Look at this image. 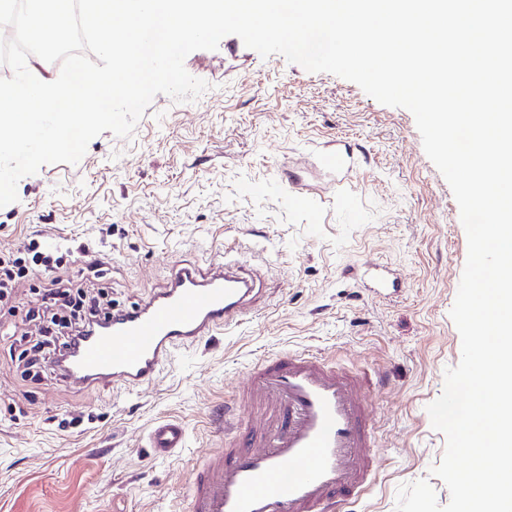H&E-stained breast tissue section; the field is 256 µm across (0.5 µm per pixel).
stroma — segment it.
I'll use <instances>...</instances> for the list:
<instances>
[{"mask_svg": "<svg viewBox=\"0 0 512 512\" xmlns=\"http://www.w3.org/2000/svg\"><path fill=\"white\" fill-rule=\"evenodd\" d=\"M184 66L208 84L197 99L156 95L131 137L104 131L77 164L23 177L0 208V248L92 244L121 307L177 266L228 255L258 270L262 292L233 334L180 348L154 383L77 389L21 377L12 345L35 330L37 292L53 274L23 282L0 308V512H189V459L223 447L224 419L254 422L235 394L256 362L288 351L377 380L375 474L350 512H396L399 486L422 479L446 505L431 474L446 439L427 406L461 359L450 310L467 237L413 115L235 35ZM327 146L350 153L338 192L306 167ZM370 263L396 270L398 294L373 297ZM167 418L183 423L187 446L159 457L147 434Z\"/></svg>", "mask_w": 512, "mask_h": 512, "instance_id": "35a3bbf8", "label": "stroma"}]
</instances>
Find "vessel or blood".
Returning <instances> with one entry per match:
<instances>
[{"label":"vessel or blood","instance_id":"vessel-or-blood-1","mask_svg":"<svg viewBox=\"0 0 512 512\" xmlns=\"http://www.w3.org/2000/svg\"><path fill=\"white\" fill-rule=\"evenodd\" d=\"M317 168L344 184L343 152L327 149ZM375 296L397 293L386 266L366 271ZM260 293L259 276L231 261L176 267L165 288L113 312L108 329L94 328L68 353V385L134 388L155 382L182 346L241 325ZM364 373L314 355L291 352L249 370L242 389L261 411L248 431L225 433L191 481L189 512H343L374 473ZM182 423L160 420L147 440L158 456L185 446Z\"/></svg>","mask_w":512,"mask_h":512}]
</instances>
